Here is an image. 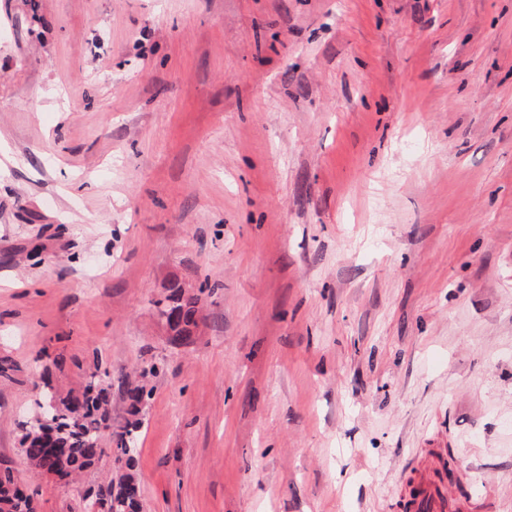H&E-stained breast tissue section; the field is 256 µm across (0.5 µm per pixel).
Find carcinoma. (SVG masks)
I'll list each match as a JSON object with an SVG mask.
<instances>
[{"instance_id":"1","label":"carcinoma","mask_w":512,"mask_h":512,"mask_svg":"<svg viewBox=\"0 0 512 512\" xmlns=\"http://www.w3.org/2000/svg\"><path fill=\"white\" fill-rule=\"evenodd\" d=\"M200 297L178 288L154 302L161 317L178 314L182 329L171 340L182 345L194 342ZM153 390L137 385L129 390L125 425L110 432L112 454L123 462L119 470L98 486L95 502L100 512H142L141 485L133 473L137 448L136 432L142 424V408ZM56 407L48 411L41 401L34 422L23 427L20 450L30 469L70 481L91 468L105 452L99 430L111 421L109 386L100 378L91 380L77 395L53 396ZM20 473L9 464L0 465V512H33V494L22 488Z\"/></svg>"}]
</instances>
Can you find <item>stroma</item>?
I'll return each mask as SVG.
<instances>
[{"label":"stroma","instance_id":"1","mask_svg":"<svg viewBox=\"0 0 512 512\" xmlns=\"http://www.w3.org/2000/svg\"><path fill=\"white\" fill-rule=\"evenodd\" d=\"M4 357L36 512L116 461L26 468L31 401L153 365L143 512H404L431 448L512 512V0H0ZM200 297L198 294H185L178 288L172 294L154 303L159 315L165 318L170 312H177L182 329L171 340L180 345H189L194 342L192 327L196 326L199 312Z\"/></svg>","mask_w":512,"mask_h":512}]
</instances>
